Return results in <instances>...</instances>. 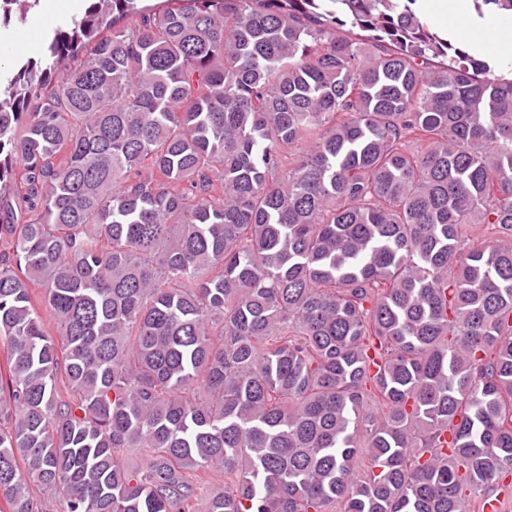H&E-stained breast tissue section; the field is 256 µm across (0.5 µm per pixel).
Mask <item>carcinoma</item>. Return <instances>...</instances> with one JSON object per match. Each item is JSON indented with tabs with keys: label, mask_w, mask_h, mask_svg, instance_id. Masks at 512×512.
Listing matches in <instances>:
<instances>
[{
	"label": "carcinoma",
	"mask_w": 512,
	"mask_h": 512,
	"mask_svg": "<svg viewBox=\"0 0 512 512\" xmlns=\"http://www.w3.org/2000/svg\"><path fill=\"white\" fill-rule=\"evenodd\" d=\"M86 2L0 80V505L484 512L512 60L418 0Z\"/></svg>",
	"instance_id": "obj_1"
}]
</instances>
